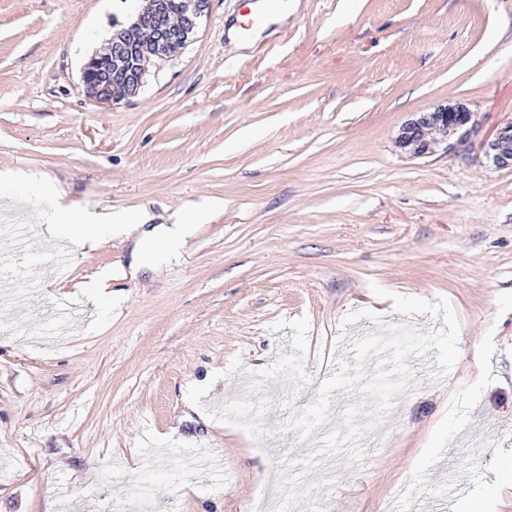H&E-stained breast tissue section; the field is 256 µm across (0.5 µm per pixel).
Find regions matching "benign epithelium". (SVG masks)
I'll return each mask as SVG.
<instances>
[{"instance_id": "obj_1", "label": "benign epithelium", "mask_w": 512, "mask_h": 512, "mask_svg": "<svg viewBox=\"0 0 512 512\" xmlns=\"http://www.w3.org/2000/svg\"><path fill=\"white\" fill-rule=\"evenodd\" d=\"M210 0H182L177 21L170 22L169 0H147L150 16V54L156 58L186 45L196 34ZM138 25L112 35L108 50L92 55L82 70L84 92L91 100L116 102L113 89H123V97L136 96L147 70ZM478 115L461 101L439 104L427 112H417L400 128L395 148L412 158L428 157L442 145L448 149L479 150L486 162L497 169H512V120L482 135Z\"/></svg>"}]
</instances>
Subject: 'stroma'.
<instances>
[{"mask_svg":"<svg viewBox=\"0 0 512 512\" xmlns=\"http://www.w3.org/2000/svg\"><path fill=\"white\" fill-rule=\"evenodd\" d=\"M286 17L211 0L139 94L100 105L81 70L128 24L125 0H0V512H248L306 471L302 512H448L494 493L512 512V169L477 155H399L410 114L466 100L484 130L512 120V0H283ZM253 17L248 48L228 30ZM34 176L68 208L193 224L160 271L132 269L138 233L54 242ZM204 222H196L198 212ZM112 273V304L83 283ZM447 298L460 358L414 387L362 463L318 456L289 422L339 358L336 335L428 330L376 298ZM317 456L315 467L302 463Z\"/></svg>","mask_w":512,"mask_h":512,"instance_id":"obj_1","label":"stroma"}]
</instances>
